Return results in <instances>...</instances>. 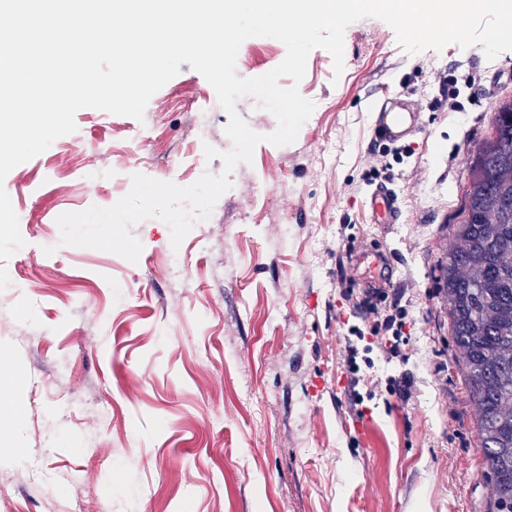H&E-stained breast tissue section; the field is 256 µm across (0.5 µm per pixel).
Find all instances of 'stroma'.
I'll list each match as a JSON object with an SVG mask.
<instances>
[{"mask_svg":"<svg viewBox=\"0 0 512 512\" xmlns=\"http://www.w3.org/2000/svg\"><path fill=\"white\" fill-rule=\"evenodd\" d=\"M285 55L253 37L236 71L260 76ZM470 73L477 89L446 109ZM298 86L315 109L296 141L260 143L179 248L161 220L135 225L134 263L61 245L57 218L112 206L136 173L188 186L221 172L204 148L230 149L229 118L189 64L143 121L81 109L74 133L1 183L25 245L0 292V355L20 373L0 390V420L14 422L0 436V512H101L106 500L111 512H485L478 409L438 262L475 150L512 98V51L411 56L368 18L345 32L341 77L316 48ZM386 92L419 103L412 156L372 136L368 100ZM379 185L401 211L386 228L362 207ZM367 297L403 310L401 357L370 336L355 308Z\"/></svg>","mask_w":512,"mask_h":512,"instance_id":"obj_1","label":"stroma"}]
</instances>
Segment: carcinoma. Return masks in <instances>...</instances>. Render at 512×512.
<instances>
[{
    "instance_id": "1",
    "label": "carcinoma",
    "mask_w": 512,
    "mask_h": 512,
    "mask_svg": "<svg viewBox=\"0 0 512 512\" xmlns=\"http://www.w3.org/2000/svg\"><path fill=\"white\" fill-rule=\"evenodd\" d=\"M469 169L454 242L439 263L459 368L478 406L488 512H512V100Z\"/></svg>"
}]
</instances>
